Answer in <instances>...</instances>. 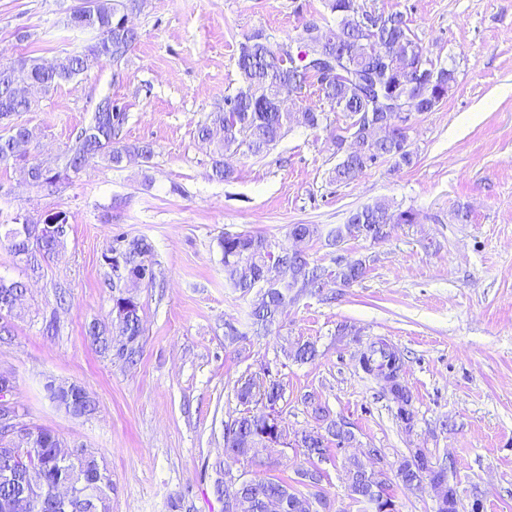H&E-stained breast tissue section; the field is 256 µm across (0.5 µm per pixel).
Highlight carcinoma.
<instances>
[{"mask_svg": "<svg viewBox=\"0 0 512 512\" xmlns=\"http://www.w3.org/2000/svg\"><path fill=\"white\" fill-rule=\"evenodd\" d=\"M140 0H84L74 8L79 15H88L84 22L68 18L66 26L77 31H92L94 43L79 53H70L57 59L52 71L43 69L38 59L22 56L9 66L0 65V103L9 99V115L29 112L32 102L14 94L17 84L35 83L43 88L82 75L104 61L120 60L137 40L134 28L122 25L119 20L127 13L140 8ZM330 12L336 14V26L325 25L297 39L296 49L284 51L272 46L267 37L256 31L239 43L237 67L244 87L224 96V108L210 113L208 122L198 129L199 139L212 148L213 173L221 180L233 178L234 170L224 164V153L246 147L254 156H260L283 137L284 128L292 125L318 129L328 120L326 111L343 112L350 119L343 133L336 135V150L341 158L333 170V180L349 183L366 170L384 161L395 166H410L414 153L405 148L408 140L406 128L392 123L393 113L383 111L384 100L394 95H409L417 99V111L433 112L448 96L456 83L455 69L437 66L433 60L421 59L420 46L410 34V28L401 13L383 14L374 11L358 13L355 0H328ZM323 43L324 50L336 55V74L325 80L310 73L305 59L310 41ZM370 70L376 83L362 86L355 76ZM317 85L328 109L305 108L291 112L279 99L284 86L304 93L310 85ZM371 115L370 125L357 124L360 116ZM127 119L110 97L102 98L87 125L75 135L72 145L56 161L29 160L20 146L28 144L34 133L25 124L13 123L8 132L0 130V165L24 163L31 186L42 189L55 186L70 176L73 170L104 161L114 167L139 160L149 162L154 155L151 145L129 143L120 139ZM356 136L363 147L358 152L345 148L348 138ZM419 213L414 209H401L385 201H377L353 211L345 224L327 233L329 245L338 246L348 239L383 240L399 224H416ZM56 225L55 233L39 234L40 224ZM69 219L64 211L48 214L43 220L32 221L18 215L4 235L7 249L24 264L25 269L36 274L42 263L51 259L64 243L68 234ZM319 235L314 224H294L289 236L309 241ZM224 271L232 287L243 294L257 288V298L249 313L250 326L259 334L279 321L288 303L295 300V286L318 288L325 271L309 267L303 254L283 249L272 251L269 240L251 232L226 233L220 241ZM153 246L145 237L129 238L118 234L102 255L103 262L112 271V289L125 281L128 269L145 265L150 270L148 282H154L156 273ZM366 275L360 260H350L338 265L331 272L334 280L343 286L356 283ZM26 284L20 280L0 275V309L13 303H23ZM112 319L89 324L86 335L92 345L103 354L115 353L125 360H132L139 352V342L144 333L140 315L141 306L136 300L126 299L123 293L112 297ZM290 355L297 362L315 359L317 349L311 342L296 343ZM361 369L375 377L386 372L391 376L387 387L388 399L397 408V417L406 429L413 426L411 393L400 380L401 361L397 351L383 341L371 343L359 358ZM58 398L74 405L81 413L96 410L90 397L81 395L85 388L77 383L59 387ZM285 388L278 379L257 383L249 379L237 388L241 404L261 403L273 413L284 398ZM305 402L311 407L314 419L323 424V430L303 431L296 434L295 447L302 450L307 461L325 457L329 445L338 448L353 441L352 432L345 424L330 418L328 410L309 395ZM264 415L246 411L225 425L224 439L230 442L236 462L251 461L264 447L263 435H272L275 425L263 421ZM62 446L59 437L51 430L23 423L22 433L12 438L0 435V472L11 468L33 467L44 475L47 483L66 482L74 485L78 495L69 503L59 505L48 496L33 503L30 512H110L109 493L112 478L97 453L89 448L70 462L61 461L56 448ZM396 477L407 486H417L428 480L435 490L438 506L436 512H459L455 488L448 482L444 468H435L427 453L416 448L398 461ZM348 480L356 500L378 501V509L392 501L385 473L368 468L359 460L349 462ZM24 482L0 480V502L26 494ZM241 512H271L269 505H279L277 512H314L312 502L287 480L280 477L254 479V487L242 493Z\"/></svg>", "mask_w": 512, "mask_h": 512, "instance_id": "carcinoma-1", "label": "carcinoma"}]
</instances>
